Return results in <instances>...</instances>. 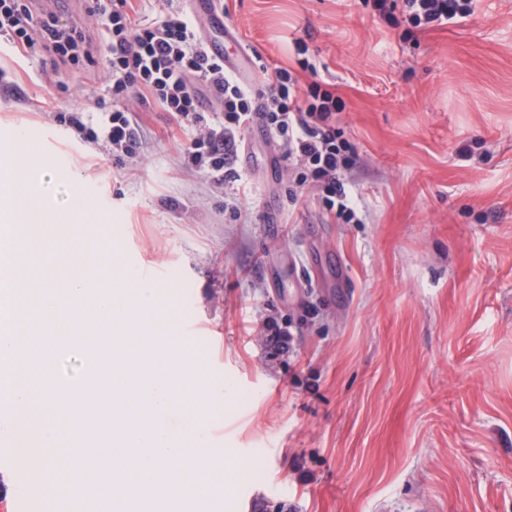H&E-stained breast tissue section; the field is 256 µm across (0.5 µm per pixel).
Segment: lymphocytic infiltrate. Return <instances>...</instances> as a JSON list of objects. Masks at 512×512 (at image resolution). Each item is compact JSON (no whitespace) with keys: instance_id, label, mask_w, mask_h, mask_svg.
<instances>
[{"instance_id":"1","label":"lymphocytic infiltrate","mask_w":512,"mask_h":512,"mask_svg":"<svg viewBox=\"0 0 512 512\" xmlns=\"http://www.w3.org/2000/svg\"><path fill=\"white\" fill-rule=\"evenodd\" d=\"M392 27L408 32L455 24L473 12V0H372ZM132 0H95L112 73V107L90 115L64 113L63 121L82 139L104 142L116 165L134 161L144 132L128 108L131 100H153L192 136L183 154L186 168L203 174L224 191V208L233 220H250L245 205L248 184L235 167L244 135L261 124L291 179L284 195L298 201L302 190L315 193L338 223L357 220L359 197L347 176L357 161L354 145L339 120L346 105L318 81L300 84L288 69H265L255 89L227 71L223 59L210 56L194 27L179 15L146 23L131 16ZM0 34L28 52L48 53L58 61L92 60L86 36L50 13H34L28 0H0ZM216 110L205 113L204 101Z\"/></svg>"}]
</instances>
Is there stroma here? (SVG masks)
Instances as JSON below:
<instances>
[{
    "label": "stroma",
    "mask_w": 512,
    "mask_h": 512,
    "mask_svg": "<svg viewBox=\"0 0 512 512\" xmlns=\"http://www.w3.org/2000/svg\"><path fill=\"white\" fill-rule=\"evenodd\" d=\"M219 8L256 65L247 84L278 65L344 100L360 223L287 203L250 132L254 220L231 221L223 190L182 165L189 131L154 103L130 105L134 167L81 140L55 112L95 111L110 77L99 17L73 5L95 63L0 38V158L7 129L43 135L30 194L59 214L76 192L101 205L100 223L64 227L72 249L108 238L120 260L172 271L209 339L190 355L224 386L213 445L250 470L225 473L223 512H512V0L414 36L364 0ZM47 354L75 382L90 371L81 349L31 338L38 408Z\"/></svg>",
    "instance_id": "obj_1"
}]
</instances>
